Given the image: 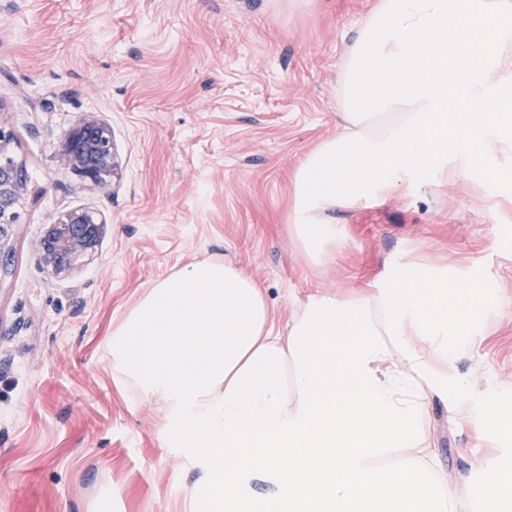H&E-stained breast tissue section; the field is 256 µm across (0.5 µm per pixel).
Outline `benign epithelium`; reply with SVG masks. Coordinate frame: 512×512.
<instances>
[{
  "mask_svg": "<svg viewBox=\"0 0 512 512\" xmlns=\"http://www.w3.org/2000/svg\"><path fill=\"white\" fill-rule=\"evenodd\" d=\"M15 135L0 120V256L9 247L13 225L18 223L17 206L27 191V170L10 146ZM60 167L87 180L100 192H109L118 161L112 126L98 115L89 114L73 128L59 150ZM104 222L88 209H62L43 226L35 243L40 268L53 275L71 273L81 260L94 252Z\"/></svg>",
  "mask_w": 512,
  "mask_h": 512,
  "instance_id": "obj_1",
  "label": "benign epithelium"
}]
</instances>
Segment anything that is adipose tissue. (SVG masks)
Wrapping results in <instances>:
<instances>
[{
  "label": "adipose tissue",
  "mask_w": 512,
  "mask_h": 512,
  "mask_svg": "<svg viewBox=\"0 0 512 512\" xmlns=\"http://www.w3.org/2000/svg\"><path fill=\"white\" fill-rule=\"evenodd\" d=\"M417 106L393 104L341 135L386 140ZM340 206L290 213L288 234L313 269L343 246ZM495 291L410 256L384 278L295 301L276 323L261 288L232 262L206 261L157 283L106 344L113 371L155 399L178 447L201 452L208 512H458L465 496L437 466L421 417L448 398L453 365ZM413 458L390 462L392 449ZM261 480L270 490L254 496Z\"/></svg>",
  "instance_id": "adipose-tissue-1"
}]
</instances>
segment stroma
Segmentation results:
<instances>
[{
    "instance_id": "obj_1",
    "label": "stroma",
    "mask_w": 512,
    "mask_h": 512,
    "mask_svg": "<svg viewBox=\"0 0 512 512\" xmlns=\"http://www.w3.org/2000/svg\"><path fill=\"white\" fill-rule=\"evenodd\" d=\"M371 0H0V118L28 190L0 258V512H186L205 478L174 447L156 404L103 359L147 288L201 261L245 269L287 318L294 301L372 279L387 260L445 259L499 290L485 333L454 372L460 403L421 423L469 512H491L484 471L512 439H481L487 396L512 407V212L465 174L445 193L412 187L340 212L348 237L312 271L288 237L300 161L336 135L341 50ZM112 126L111 193L61 169L88 113ZM87 208L105 226L70 275L38 265L48 218ZM478 468H471V461Z\"/></svg>"
}]
</instances>
